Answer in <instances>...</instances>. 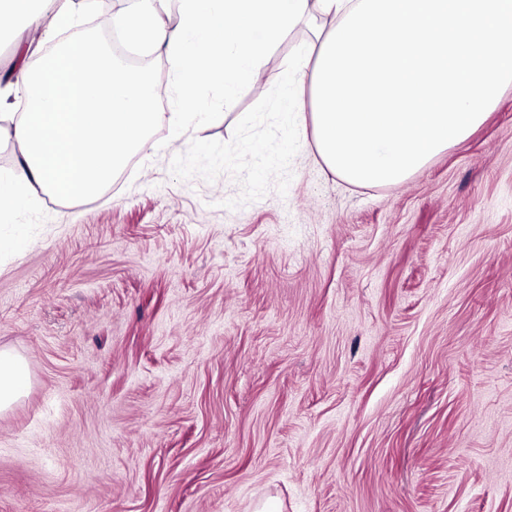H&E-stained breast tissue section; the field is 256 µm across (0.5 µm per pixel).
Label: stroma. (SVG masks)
Wrapping results in <instances>:
<instances>
[{
    "instance_id": "1",
    "label": "stroma",
    "mask_w": 512,
    "mask_h": 512,
    "mask_svg": "<svg viewBox=\"0 0 512 512\" xmlns=\"http://www.w3.org/2000/svg\"><path fill=\"white\" fill-rule=\"evenodd\" d=\"M130 0H79L80 27ZM255 90L157 124L96 197L36 191L0 254V512H512V92L404 183L354 186ZM39 29L0 20L8 109ZM146 66L176 111L177 72ZM210 114L197 104H190L184 106L178 112H170L167 121L173 133L176 136H181L191 125L198 126L201 122L207 120ZM29 381L23 359L17 354L0 350V411L14 403L25 391Z\"/></svg>"
}]
</instances>
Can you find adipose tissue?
<instances>
[{"label": "adipose tissue", "mask_w": 512, "mask_h": 512, "mask_svg": "<svg viewBox=\"0 0 512 512\" xmlns=\"http://www.w3.org/2000/svg\"><path fill=\"white\" fill-rule=\"evenodd\" d=\"M121 24L162 49L184 102L162 115L157 84L89 36L63 42L29 73L27 111L0 113L17 166L0 174V224L27 207V188L80 201L111 183L151 128L175 135L209 114L192 104L199 79L233 102L297 24H314L286 73V111L311 121L316 151L356 184H399L467 140L512 88V0H181L164 23L155 0H133ZM23 359L0 350V411L25 391Z\"/></svg>", "instance_id": "obj_1"}]
</instances>
